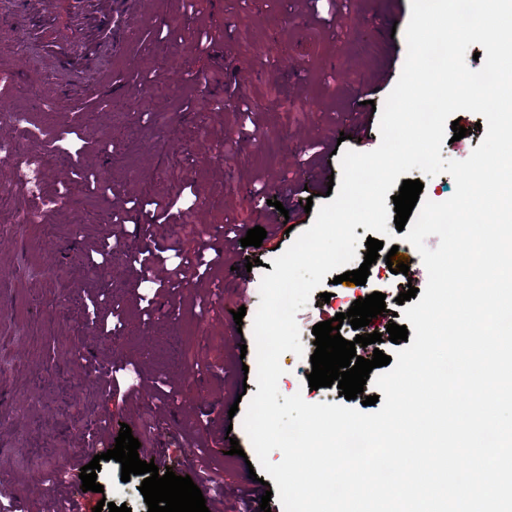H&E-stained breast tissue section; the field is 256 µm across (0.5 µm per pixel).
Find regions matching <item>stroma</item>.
<instances>
[{
    "instance_id": "stroma-1",
    "label": "stroma",
    "mask_w": 512,
    "mask_h": 512,
    "mask_svg": "<svg viewBox=\"0 0 512 512\" xmlns=\"http://www.w3.org/2000/svg\"><path fill=\"white\" fill-rule=\"evenodd\" d=\"M155 3L162 23L144 41H132L130 57H137V65L130 58L112 60L113 73L125 75L129 85L153 87V94L128 102L114 97L109 112L89 105L81 129L82 170L55 162L46 168L45 192L52 196L78 184L79 206L46 211L37 224H0V487L27 491L33 512H56L59 498L81 486L80 469L93 458L83 448V430L99 426L101 447L111 449L124 423L140 442V459L190 476L210 512H259L262 495L277 486L250 479L245 463L254 450L242 411L258 390L252 322L262 276L292 240L281 234L258 248L242 247L240 240L248 229L273 222L290 223L294 235L313 224L304 200L320 206L329 198L322 191L307 194V178L340 171L344 150L367 152L379 145L378 108L406 58L403 34L384 37L376 26L393 13L409 15L410 0H320L315 6L310 0H196L191 11L184 0ZM201 29L224 41L208 54L189 55L190 66L205 73V86L158 79L155 56L143 52V43L182 44ZM286 54L306 62L302 76L286 69ZM43 81L34 74L29 91L14 97L42 130L41 137L23 143L31 153L44 151L68 124L52 106L32 110ZM232 84L239 85L251 114L237 112L225 96ZM353 86L363 87L364 107L350 94ZM88 174L97 178L98 189L84 188ZM190 185L196 194L183 216L205 228V235L177 223L159 228L156 239L171 266L178 254L223 243V262L210 280L174 293L140 277L126 259L117 266L123 279L115 290L89 279L90 254L103 237L119 241L127 253L138 246L130 224L107 225L108 214L122 211L131 198L166 200ZM273 197L278 206H269ZM76 224L84 227L78 237L71 232ZM226 224L233 234L224 235ZM72 246L78 259L66 256ZM50 247L65 254L60 267L44 264ZM250 257L256 265H247ZM426 283L424 265L394 274L380 259L366 284H322L297 314L305 357L287 352L280 358V393L299 392L311 403L339 402L338 387H309L313 326L373 292L385 294L386 311L366 333L384 331L391 322L404 325L399 293ZM325 292L330 301H322ZM94 295L120 308L121 335L85 328ZM241 307L246 314L238 324L232 313ZM46 336L54 341L50 360L42 344ZM79 352L124 367L130 394L101 393L92 378L69 389ZM228 436L238 439L242 455L226 454ZM63 441L70 444L64 465L55 452ZM97 481L103 493L83 495L89 510L106 500L148 512L141 476L122 481L119 462H102Z\"/></svg>"
}]
</instances>
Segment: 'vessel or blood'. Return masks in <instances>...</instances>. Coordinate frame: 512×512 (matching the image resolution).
Here are the masks:
<instances>
[{
    "label": "vessel or blood",
    "mask_w": 512,
    "mask_h": 512,
    "mask_svg": "<svg viewBox=\"0 0 512 512\" xmlns=\"http://www.w3.org/2000/svg\"><path fill=\"white\" fill-rule=\"evenodd\" d=\"M144 0H18L14 10L0 14V36L14 54L39 60L38 46L25 40L28 32L41 33L53 46L51 59L58 79L43 99L64 102L70 115L83 112L86 101L111 97L117 82L105 67L112 55L125 50L130 19L144 27L157 25L158 17L145 10Z\"/></svg>",
    "instance_id": "b4317fda"
}]
</instances>
